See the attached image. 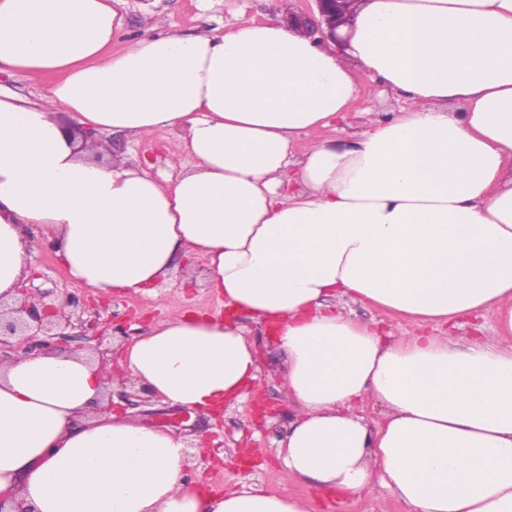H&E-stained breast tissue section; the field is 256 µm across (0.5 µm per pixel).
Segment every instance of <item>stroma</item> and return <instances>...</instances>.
I'll list each match as a JSON object with an SVG mask.
<instances>
[{
	"label": "stroma",
	"mask_w": 512,
	"mask_h": 512,
	"mask_svg": "<svg viewBox=\"0 0 512 512\" xmlns=\"http://www.w3.org/2000/svg\"><path fill=\"white\" fill-rule=\"evenodd\" d=\"M314 9L313 0H124L120 15L127 38L136 39L156 33L160 21L185 34H221L231 30L243 17L281 21L288 13ZM356 80L359 94L345 119L336 127L323 130L318 137L299 138L295 157H303L317 139L345 143L368 113L384 116L402 108V100L379 81L363 74L357 75ZM176 136V131L161 130L137 140L111 132L102 134L101 140L113 162L142 166L164 181L176 178L189 163L188 158L167 150ZM27 269L35 274L33 286L39 289L43 303L60 304L67 294L83 301L95 296L94 290L70 278L62 259L39 227L34 230ZM200 272L201 267L193 257L178 253L173 271L149 291L113 292L105 296L98 309L99 319L124 325V334L115 335L101 345L94 339L75 335L61 344V351H84L102 360L112 376L109 389L115 414L191 441L203 440V447L194 449L185 470L187 480L203 479L209 488L222 492L251 487L310 499L316 512H408L403 502L381 486L370 496L350 498L334 506L329 495L317 494L310 482L283 480L276 451L279 440L286 434L291 408L274 324H262L246 314L235 313V320L247 330L259 372L253 395L243 402L224 406L218 416L191 413L141 392L139 383L121 366L120 352L157 321L188 312L211 315L220 310L218 297L200 284Z\"/></svg>",
	"instance_id": "obj_1"
}]
</instances>
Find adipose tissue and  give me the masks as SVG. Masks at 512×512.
<instances>
[{
  "label": "adipose tissue",
  "mask_w": 512,
  "mask_h": 512,
  "mask_svg": "<svg viewBox=\"0 0 512 512\" xmlns=\"http://www.w3.org/2000/svg\"><path fill=\"white\" fill-rule=\"evenodd\" d=\"M122 0H0V303L44 228L69 274L138 293L177 252L231 311L279 330L286 480L345 497L384 486L410 512H512V0H356L344 49L277 21L129 41ZM124 41L121 52L112 44ZM405 103L351 141L292 151L342 117L353 68ZM464 102L461 112L449 111ZM140 138L180 129L164 185L78 151L57 119ZM420 326L496 312L493 340L383 337L331 298ZM152 396L198 412L258 377L232 320L173 317L127 346ZM96 362L45 349L0 365V493L27 512H313L255 489L204 492L184 437L93 412ZM372 400L385 420L354 411ZM51 79L49 77H35L23 73L11 77L0 75V83L11 87L19 95L29 99L37 100L47 89Z\"/></svg>",
  "instance_id": "adipose-tissue-1"
}]
</instances>
